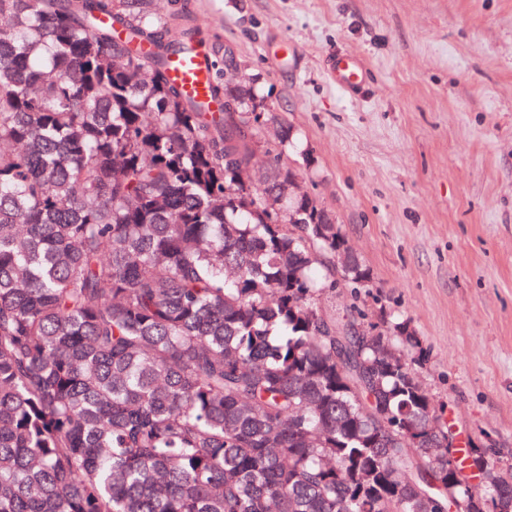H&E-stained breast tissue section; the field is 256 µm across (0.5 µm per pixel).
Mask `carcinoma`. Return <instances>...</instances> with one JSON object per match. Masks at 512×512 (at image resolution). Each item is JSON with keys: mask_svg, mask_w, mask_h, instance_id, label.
<instances>
[{"mask_svg": "<svg viewBox=\"0 0 512 512\" xmlns=\"http://www.w3.org/2000/svg\"><path fill=\"white\" fill-rule=\"evenodd\" d=\"M161 0H0V512H512V465L445 455L404 322L317 306L369 287L273 155L258 77L186 96ZM147 45L143 54L139 45Z\"/></svg>", "mask_w": 512, "mask_h": 512, "instance_id": "carcinoma-1", "label": "carcinoma"}]
</instances>
